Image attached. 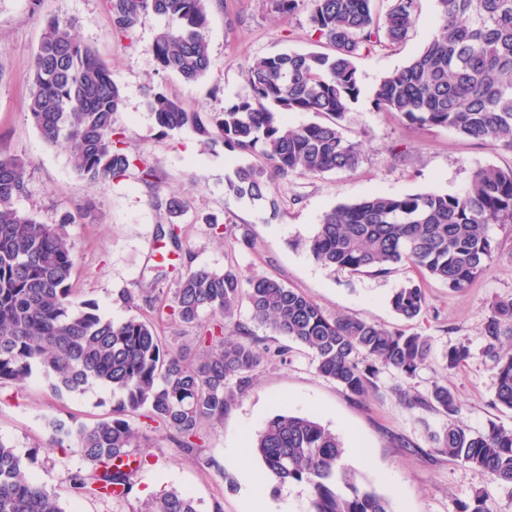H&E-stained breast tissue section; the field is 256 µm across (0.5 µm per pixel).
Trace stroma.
<instances>
[{"instance_id":"1","label":"stroma","mask_w":512,"mask_h":512,"mask_svg":"<svg viewBox=\"0 0 512 512\" xmlns=\"http://www.w3.org/2000/svg\"><path fill=\"white\" fill-rule=\"evenodd\" d=\"M50 17L73 20L79 40L109 64L124 99L116 123L125 130L128 151L158 169V185L143 183L134 171L121 179H83L73 168L68 147L42 139L24 104L32 57ZM208 19L204 35L213 66L205 77L187 82L161 71L151 52L156 35L168 24L163 17L144 15L133 40L126 41L113 35L104 0H39L35 7L30 0H0V152L22 157L30 165L27 192L18 208L44 223H63L76 257V296L95 302L101 316L116 322L132 316L149 319L169 349L196 346L195 329L172 313L182 261L156 237L164 220L158 202L175 194L189 204L180 227L193 266L273 277L304 293L327 316H352L429 337V359L411 379L381 371L375 389L357 398L319 375L304 348L251 324L249 310L242 306L228 321L227 335H234L237 324H250L262 346L288 347V358L264 363L250 387L229 402L223 421L203 426L200 443L215 467L202 465L195 455L177 448L167 432L159 431L153 447L142 449L147 463L133 475L123 501L75 494L67 474L81 468L82 461L49 447L48 422L56 417L87 424L106 419L114 399L99 385L76 395H53L38 370L23 384L0 386V440L14 447L34 478L59 495L65 512H141L145 501L164 488L190 493L198 512H248L249 493L242 481L227 485L216 468L233 470L232 458L242 438L257 437L276 411L286 410L315 416L335 433L346 448L345 466L388 498L392 512H455L458 502L479 491L487 494L493 512H512V496L487 473L432 453L430 436L443 431L447 417L407 408L393 392L400 385L425 395L434 384H445L459 395L462 419L471 430L481 432L492 423L512 428V410L494 402V362L481 336L491 303L512 297V224L491 226L495 259L461 292L450 291L406 263L384 276L352 275L321 265L303 246L323 214L339 204L375 194L456 195L470 185L477 170L512 167L510 150L448 128L408 125L373 104L380 79L408 65L436 33L438 0H418L403 42L375 47L356 60L361 93L341 128L346 138L362 144L357 168L274 181L271 191L278 210L273 214L225 194L232 159L222 148H205L201 136L190 129L160 133L148 107L150 92L161 87L188 110L215 112L244 93L245 69L253 59L320 52L324 46L313 35L306 12L280 17L267 0H210ZM211 216L227 225H249L254 246L243 247L230 235L213 236L207 224ZM160 265L167 276L152 302L144 303L136 297L138 289ZM412 280L423 286L428 307L420 317L406 321L393 310L390 298ZM460 343L468 345L470 355L457 369H448L444 355ZM251 465L261 472L259 493L269 508L286 500L291 512H308L305 486L277 485L262 473L259 458H252Z\"/></svg>"}]
</instances>
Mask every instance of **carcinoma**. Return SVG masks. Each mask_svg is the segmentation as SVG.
<instances>
[{
    "label": "carcinoma",
    "instance_id": "carcinoma-1",
    "mask_svg": "<svg viewBox=\"0 0 512 512\" xmlns=\"http://www.w3.org/2000/svg\"><path fill=\"white\" fill-rule=\"evenodd\" d=\"M209 0H106L113 35L129 38L143 15L152 12L176 22L152 44L160 70L186 81L205 76L213 62L204 37ZM270 10L292 16L309 13L312 31L333 53L283 52L247 66V93L218 112H191L158 89L149 102L162 132L190 128L210 148L234 156L257 155L263 163L241 162L225 179L224 191L277 211L269 186L290 176H318L356 168L360 144L347 139L339 121L360 94L354 60L363 51L402 42L417 0H388L381 16L377 0H268ZM441 23L422 52L407 66L384 76L374 93L375 108L395 112L417 127H444L481 143L512 150V0H438ZM123 98L108 65L75 36L72 23L45 22L31 63L26 110L50 145L66 143L74 169L91 181L122 177L140 166L152 184L156 171L126 149L125 131L115 125ZM315 112L330 118L292 126L285 115ZM28 164L0 154V385L19 383L39 368L56 395L77 394L89 385L112 389V415L95 424L72 419L49 421L58 448L68 443L90 466L68 473L79 495L121 500L130 476L145 459L156 423L176 447L198 448L194 438L206 423L220 421L233 396L229 381L242 390L263 359L287 361L288 348L262 352L251 329L239 323L237 337L224 335V320L247 304L251 320L301 345L317 372L353 396L375 386L380 370L410 379L425 365L429 339L345 316L330 318L298 290L267 276L242 278L187 265L178 280L173 314L199 326L201 355L187 360L169 350L152 322L131 317L114 323L98 306L72 291L76 260L60 229L19 210L27 190ZM167 225L157 237L182 250L176 222L186 208L179 196L159 202ZM213 234H231L254 245L247 225L227 227L206 220ZM512 223V168L478 170L462 194L423 192L374 195L332 208L305 242L313 259L353 275L387 274L407 262L454 292L468 288L494 255L493 224ZM398 315L413 320L426 310L422 286L410 281L391 298ZM211 318L200 323L202 315ZM482 336L494 361L495 403L512 409V298L498 300ZM469 356L465 345L448 349V368ZM409 408L425 407L448 417L433 436L435 450L489 474L512 495V429L492 424L474 432L459 420L460 402L448 386L436 384L425 396L394 388ZM151 421L133 427L131 418ZM254 453L276 481L302 483L310 490L309 512H391L389 501L359 481L343 463L340 439L313 416L274 414L253 444ZM0 512H65L59 497L34 480L14 448L0 441ZM142 512H197L194 498L164 490ZM456 512H492L478 493Z\"/></svg>",
    "mask_w": 512,
    "mask_h": 512
}]
</instances>
